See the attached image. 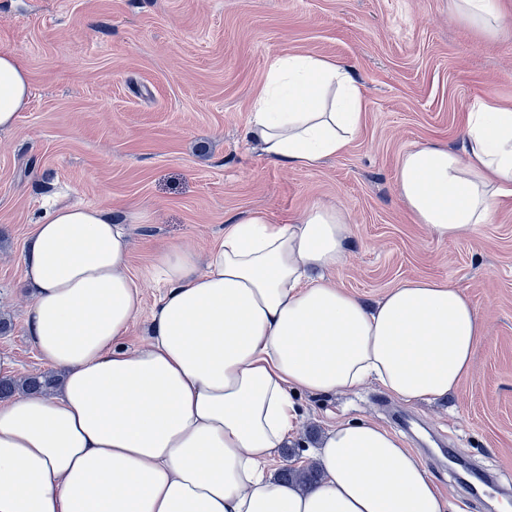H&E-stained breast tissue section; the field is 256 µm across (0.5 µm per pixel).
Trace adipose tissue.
Wrapping results in <instances>:
<instances>
[{"label": "adipose tissue", "instance_id": "adipose-tissue-1", "mask_svg": "<svg viewBox=\"0 0 512 512\" xmlns=\"http://www.w3.org/2000/svg\"><path fill=\"white\" fill-rule=\"evenodd\" d=\"M486 35L499 0H455ZM29 77L0 53V132L14 129ZM365 109L349 68L288 54L271 65L246 138L277 165L311 168L343 153ZM465 148L406 151L396 190L445 242L490 223L512 198V107L468 113ZM344 211L315 205L286 224L265 211L228 225L206 257L176 245L149 272L164 290L145 345L119 339L141 309L131 238L102 209L64 206L36 225L23 255L29 341L58 370L54 394L0 401V512H449L401 437L342 419L307 488L267 466L296 431L298 394L369 382L407 404L433 403L473 367L485 326L466 289L404 280L376 303L336 287Z\"/></svg>", "mask_w": 512, "mask_h": 512}]
</instances>
